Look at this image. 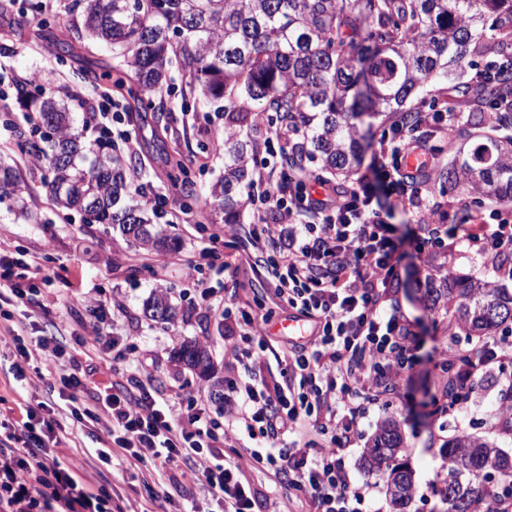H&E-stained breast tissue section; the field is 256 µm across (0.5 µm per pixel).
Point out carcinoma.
Here are the masks:
<instances>
[{"label": "carcinoma", "mask_w": 512, "mask_h": 512, "mask_svg": "<svg viewBox=\"0 0 512 512\" xmlns=\"http://www.w3.org/2000/svg\"><path fill=\"white\" fill-rule=\"evenodd\" d=\"M78 8V38L112 46L117 60L100 73L86 70L103 96L130 98L128 111L136 113L145 99L171 92L168 69L181 57V98L224 100V177L210 186V197L226 224L237 222L251 182L253 140L244 128L259 113L242 110V98L265 102V110L282 113L296 128L300 137L291 146V161L317 158L322 169L351 176L364 151L356 120L400 111L422 92L425 80L448 79L470 52H492L501 62L458 103H495L512 92V0H74L65 12L40 19L25 42L60 60L72 56L75 43L66 32ZM491 15L507 33L484 43ZM20 90L16 99L32 125L24 148L49 172L45 187L55 207L80 212L90 223L116 225L154 253L172 250L136 192L133 157L108 142L86 156L71 132L70 112L24 80ZM443 177L511 206L512 137L476 141ZM2 189L23 190L11 168L0 170ZM428 293L434 306H444L456 325L477 338L512 324V292L495 283L452 277ZM146 312L160 323L176 316L169 294L158 290ZM177 356L201 378L214 374L209 350L198 342L181 343ZM445 448L448 467L440 492L446 512H502L489 499L485 475L492 466L512 479V457L469 434L449 439ZM405 451L400 426L386 420L364 453V466L381 477L392 512H406L413 496L414 473L400 461Z\"/></svg>", "instance_id": "obj_1"}]
</instances>
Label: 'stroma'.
<instances>
[{
  "instance_id": "obj_1",
  "label": "stroma",
  "mask_w": 512,
  "mask_h": 512,
  "mask_svg": "<svg viewBox=\"0 0 512 512\" xmlns=\"http://www.w3.org/2000/svg\"><path fill=\"white\" fill-rule=\"evenodd\" d=\"M70 2L26 0L23 8L0 19V82L9 84L33 75L49 82L53 92L67 101L74 131L81 144L90 149L94 143L84 135L82 104L98 97V90L77 77V63L61 64L47 52L23 44H7L3 34L9 26H36L42 15L61 11ZM495 62V56L488 53L469 54L448 80L425 81L422 94L410 98L406 110H414L422 103L435 111H449L474 74L493 67ZM489 112L486 104L477 116L465 109L458 111V121L451 130L432 132L431 143L440 155L441 166H448L460 147L470 145L479 136L512 135V111H507L505 121L497 126L490 122ZM132 127L133 137L121 149L141 158L139 182L151 184L157 193L167 195L173 211L164 230L176 248L164 263L127 241L111 225L86 223L79 212L61 216L48 197L43 170L30 164L28 156L21 152L29 136L25 111L15 101H0V164L19 171L26 185L22 196H0V240L11 241L35 254L44 277L39 284V299L45 305L41 314L32 317L16 308L11 320L0 319V402L12 408L19 403L48 400L49 384L74 373L85 383L78 394L80 404L95 405L99 382L125 383L135 379L176 409L196 404L205 407L210 417L220 423L224 420L223 401L214 398L210 382L175 360L174 351L185 341L205 344L219 376L229 375L226 346L230 331L222 313L209 308L201 298L196 278L190 273L191 265L209 247L211 234L224 226L218 214L211 222L198 221L199 214L209 210L208 187L224 173V150L213 141L214 133L224 127V114L214 103L185 104L180 95L162 94L145 101L140 113L134 114ZM171 156L180 158L190 169L192 189H184L181 183L168 178L166 160ZM432 182L438 206L429 215V223L465 227L480 223L497 206L495 200L468 193L440 177H433ZM22 204L37 214V223L16 219L15 211ZM275 221V213L261 205H244L235 236L225 239L222 254L251 251L259 223ZM204 275L214 288L215 299H231L246 308L270 313L261 374L269 381L280 378L288 349L289 312L277 298L272 280L263 268L248 264L226 270L215 267L205 270ZM440 285L438 273L428 267L425 258L409 252L401 268L400 297L420 341L416 362L405 383L369 407L361 424V436L343 453L355 479H363L361 459L378 425L387 418L397 420L408 448L405 460L415 472L414 494L407 512H445L438 490L447 466L443 447L449 438L464 432L473 434L512 456V431L486 420L487 410L502 398L495 380L474 385L476 408L468 416H440L425 406L430 397L439 393L437 351L448 344V317L443 310L431 308L425 295L426 288ZM160 286L169 289L176 307L177 316L169 324L150 320L143 309L145 300ZM83 296L105 300V310L98 312L80 304ZM98 318L119 339L114 352L105 358L97 349L77 343L78 336L84 335L89 324ZM12 326L25 328L30 336L57 337L64 346L65 353L50 381L14 379V359L7 354L12 345L8 329ZM86 469L90 479L104 485L113 497L135 499L144 503L147 512H160L140 478L100 468L92 460Z\"/></svg>"
}]
</instances>
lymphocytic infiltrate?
<instances>
[{"instance_id":"lymphocytic-infiltrate-1","label":"lymphocytic infiltrate","mask_w":512,"mask_h":512,"mask_svg":"<svg viewBox=\"0 0 512 512\" xmlns=\"http://www.w3.org/2000/svg\"><path fill=\"white\" fill-rule=\"evenodd\" d=\"M96 121L89 131L130 141L128 116L114 113L112 100L90 102ZM456 117L447 112H420L418 124L448 129ZM418 124L393 121L380 136L376 151L379 177L405 211L421 217L434 205L430 173L438 153L417 132ZM418 152L417 173L406 171L408 152ZM262 205L281 221L306 212L320 214L317 224L301 225L285 235L278 224L261 225L252 261L261 262L280 301L311 330L305 341L288 351L285 384L256 379L266 350L263 326L268 315L225 305V319L241 330L244 346H232L230 365H242L250 381L229 380L224 421L207 418L201 408L174 414L142 384L105 385L101 404L74 407V423L88 428L98 446L96 458L119 470H137L150 461L179 462L186 476L218 512H363L364 489L379 483L366 475L362 486L343 462V452L360 436V423L379 388L399 384L411 368L416 336L401 310L402 241L379 213L380 201L365 182L338 186L315 179L304 167L263 177ZM418 253L437 261L439 270L453 271L459 252L503 265L512 259V211L497 209L488 220L459 236L456 225H422L415 239ZM17 248L0 243V290L19 306L33 304V289L23 287L35 266ZM13 356L18 373L33 370L43 377L62 354L53 336H15ZM449 371L454 380L445 402L449 414L468 415L471 386L501 375L512 393V326L486 339L480 349L455 351ZM273 440L270 448H246L235 456L219 450L233 441L238 426ZM72 439L54 407L42 402L25 406L19 419L0 434V512H112V496L81 474L75 460L60 456ZM264 463L285 488L282 501H260L245 477L250 462Z\"/></svg>"}]
</instances>
